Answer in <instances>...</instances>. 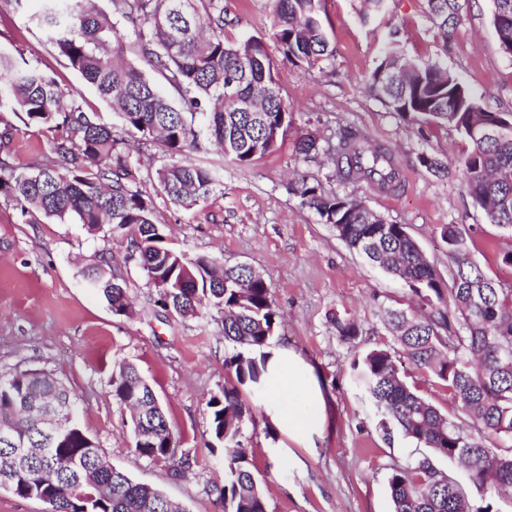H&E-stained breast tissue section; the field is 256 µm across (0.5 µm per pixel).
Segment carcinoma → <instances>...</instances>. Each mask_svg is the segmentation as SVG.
<instances>
[{
  "instance_id": "obj_1",
  "label": "carcinoma",
  "mask_w": 512,
  "mask_h": 512,
  "mask_svg": "<svg viewBox=\"0 0 512 512\" xmlns=\"http://www.w3.org/2000/svg\"><path fill=\"white\" fill-rule=\"evenodd\" d=\"M44 45L121 111L122 126L98 120L77 89L61 84L40 67L0 54V114L21 115L26 126L51 133L44 162L17 168L12 155L17 127L0 118V194L21 215L33 211L61 220L75 218L94 235L110 224L128 242L126 260L137 265L157 289L155 304L169 314L206 321L220 319L224 341L240 350L224 360L234 380L206 401L210 453L222 450L224 484L215 487L224 512H267L263 490L251 469L243 428L254 421L240 387L257 388L266 373L267 353L280 315L270 285L244 266L216 257L185 255L162 245L163 226L153 203L127 181L129 137L156 140L171 163L156 171L160 192L192 209L212 192L218 172L193 156L206 144L248 166L270 153L291 125V115L265 42L256 37L224 38L222 0H46ZM389 0H361L363 18L384 13ZM443 47L462 20L461 0H427ZM322 0H273L272 38L283 59L310 67L333 54L325 33ZM133 24L136 65L124 58L113 16ZM491 23L498 43H512V0H493ZM161 77L170 95L161 93ZM233 82L237 96L258 107L243 112L224 100ZM367 92L385 98L406 120L435 121L457 130L470 144L459 163L466 193L488 221L512 231V135L483 138L479 130L512 117L482 106L440 60L417 63L402 51L399 30L389 33L380 62L367 79ZM296 153L312 159L333 155L336 174L381 190L400 183L395 157L381 146L347 132L324 148L310 134L295 142ZM293 192L320 220L339 229L349 248L400 281L430 309H385V324L399 349H377L362 360L359 380L385 418L426 452L393 469L388 484L393 512H496L495 497L512 491V285L487 275L471 258L468 231L444 224L448 276L424 256L402 224H389L362 199L328 195L306 180ZM102 293L112 313L131 316L125 280L101 266L83 272ZM405 355L414 368L442 382L458 414L450 417L413 390L399 372ZM112 396L148 415L134 435L133 452L174 470L190 467L178 455L152 387L136 366L121 362L112 373ZM77 413L71 390L53 373L16 367L0 373V484L35 499L45 512H180L159 491L133 481L114 467L79 422L50 433L37 417ZM459 462L468 481H442L434 459Z\"/></svg>"
}]
</instances>
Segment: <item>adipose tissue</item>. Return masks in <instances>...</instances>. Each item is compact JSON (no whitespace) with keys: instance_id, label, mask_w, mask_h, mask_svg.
I'll list each match as a JSON object with an SVG mask.
<instances>
[{"instance_id":"adipose-tissue-1","label":"adipose tissue","mask_w":512,"mask_h":512,"mask_svg":"<svg viewBox=\"0 0 512 512\" xmlns=\"http://www.w3.org/2000/svg\"><path fill=\"white\" fill-rule=\"evenodd\" d=\"M268 405L273 424L289 438L312 440L321 433L326 402L312 368L286 349L274 350L268 361Z\"/></svg>"}]
</instances>
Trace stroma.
<instances>
[{
	"label": "stroma",
	"mask_w": 512,
	"mask_h": 512,
	"mask_svg": "<svg viewBox=\"0 0 512 512\" xmlns=\"http://www.w3.org/2000/svg\"><path fill=\"white\" fill-rule=\"evenodd\" d=\"M223 3L226 37L268 41L292 111L286 136L252 165L225 163L216 190L189 210L157 190L155 173L169 158L154 142L130 141L131 178L150 193L167 246L189 259L213 256L264 275L282 315L274 346L294 351L311 365L326 396V429L307 446L273 427L267 398L243 388L255 416L243 429V441L259 470L267 512H393L389 474L418 452L399 431H384L355 366L371 350L394 347L383 309L410 305L411 293L350 250L332 225L301 205L289 184L304 178L327 194L362 197L388 222L405 225L443 273L448 257L440 227L466 225L472 258L491 277L512 283V266L502 261L512 253V232L489 223L458 176L468 141L453 127L399 117L365 89L393 26L402 33L407 57L442 60L497 112L512 113V59L499 49L491 0H471L447 43L428 17L427 0H390L388 13L369 23L361 18L359 0H323L321 16L334 54L305 68L282 60L269 39L272 0ZM45 9V0H22L19 10L0 22V52L19 62H40L60 83L79 88L104 122L120 125L117 110L49 54L37 24ZM350 128L393 153L400 189L386 193L342 181L327 157L306 161L294 151L301 135L333 143ZM425 154L447 165V173L429 172L420 162ZM105 251L125 279L131 316L114 315L100 292L81 282V269L97 263ZM126 252L120 233L93 236L73 220L24 216L0 198V371L18 364L52 371L77 397L82 427L114 466L159 489L186 512H224L212 490L213 483L223 482L224 469L207 448L205 403L232 379L224 361L234 349L216 323L205 326L157 307L155 290L138 267L126 262ZM338 315L357 323V336L338 335L333 323ZM121 362L134 363L154 388L181 450L190 457L185 475L133 453L130 413L110 386L112 370Z\"/></svg>",
	"instance_id": "1"
}]
</instances>
